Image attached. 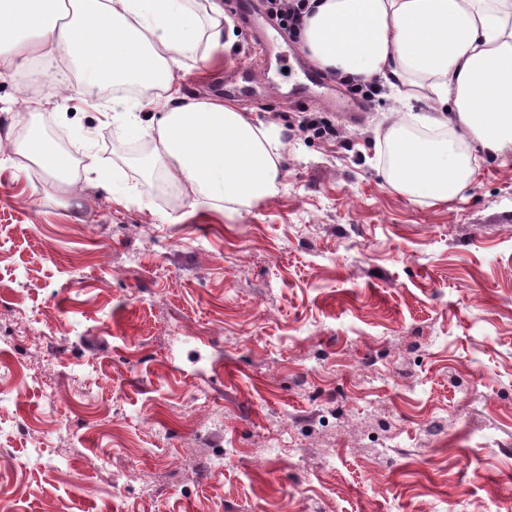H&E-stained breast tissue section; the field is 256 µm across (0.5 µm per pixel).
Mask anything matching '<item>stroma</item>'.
<instances>
[{"mask_svg": "<svg viewBox=\"0 0 512 512\" xmlns=\"http://www.w3.org/2000/svg\"><path fill=\"white\" fill-rule=\"evenodd\" d=\"M232 25L187 96L261 67ZM306 60L289 41L233 101L284 150L278 193L232 213L146 174L151 143L101 122L76 64L65 100L37 66L0 78V139L37 94L44 135L78 160L92 129L118 176L73 193L0 154V512H512V161L483 157L451 202L412 197L382 174L394 99L355 123L296 103ZM309 116L338 138L300 132ZM34 321L61 355L24 341ZM435 414L446 434L422 432Z\"/></svg>", "mask_w": 512, "mask_h": 512, "instance_id": "obj_1", "label": "stroma"}]
</instances>
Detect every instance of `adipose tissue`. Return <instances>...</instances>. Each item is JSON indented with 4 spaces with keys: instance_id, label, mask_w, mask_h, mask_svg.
<instances>
[{
    "instance_id": "1",
    "label": "adipose tissue",
    "mask_w": 512,
    "mask_h": 512,
    "mask_svg": "<svg viewBox=\"0 0 512 512\" xmlns=\"http://www.w3.org/2000/svg\"><path fill=\"white\" fill-rule=\"evenodd\" d=\"M234 39L222 0H0V76L35 62L70 89L62 69L78 59L86 96L114 86L151 92L162 111L144 119L116 97L107 118L126 137H146L163 177L193 206L231 209L277 190L283 144L220 98H188L177 77ZM301 40L318 68L402 86L428 110L408 113L432 130L393 124L384 174L409 195L456 198L477 153H512V0H311ZM28 169L70 183L73 161L30 133L13 143Z\"/></svg>"
}]
</instances>
